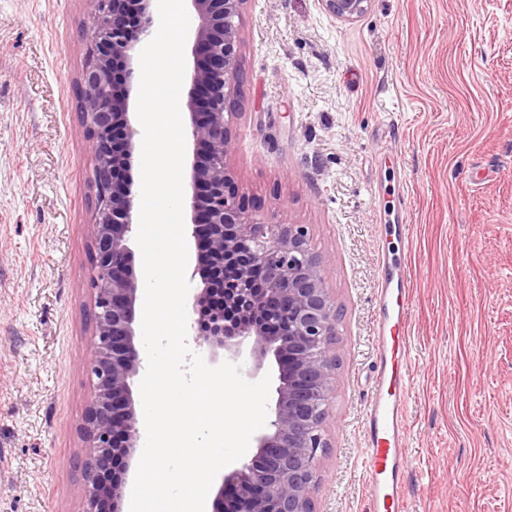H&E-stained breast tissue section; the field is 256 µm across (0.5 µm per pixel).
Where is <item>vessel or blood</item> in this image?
I'll return each instance as SVG.
<instances>
[{"label": "vessel or blood", "mask_w": 512, "mask_h": 512, "mask_svg": "<svg viewBox=\"0 0 512 512\" xmlns=\"http://www.w3.org/2000/svg\"><path fill=\"white\" fill-rule=\"evenodd\" d=\"M411 297L408 273L382 267L375 336L380 386L372 390L366 412L363 468L374 500L383 501L389 512H403L406 502L404 442L410 373L394 333L407 323Z\"/></svg>", "instance_id": "obj_1"}]
</instances>
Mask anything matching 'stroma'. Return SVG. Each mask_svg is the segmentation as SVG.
<instances>
[{
    "instance_id": "stroma-1",
    "label": "stroma",
    "mask_w": 512,
    "mask_h": 512,
    "mask_svg": "<svg viewBox=\"0 0 512 512\" xmlns=\"http://www.w3.org/2000/svg\"><path fill=\"white\" fill-rule=\"evenodd\" d=\"M86 0H0V512H82L94 397ZM236 186L339 312L316 512H369L381 259L413 282L406 512H512V0H247ZM324 9L334 17L343 20H352L359 17L366 10L365 3L369 0H321Z\"/></svg>"
}]
</instances>
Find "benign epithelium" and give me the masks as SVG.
<instances>
[{
    "label": "benign epithelium",
    "mask_w": 512,
    "mask_h": 512,
    "mask_svg": "<svg viewBox=\"0 0 512 512\" xmlns=\"http://www.w3.org/2000/svg\"><path fill=\"white\" fill-rule=\"evenodd\" d=\"M86 49L79 77L78 114L92 142L94 242L91 286L95 341L89 361L95 396L83 422V512L102 501L121 512L126 476L140 438L134 377L142 366L138 334V276L131 248L137 201L133 159L139 131L130 101L139 86V54L155 24L151 0H87ZM194 20L187 127L193 145L187 203L199 276L191 328L199 346L258 374L277 367L273 419L255 438L251 459L226 473L224 494L248 512H315L319 451L328 447L324 424L333 396L339 311L302 224H273L248 210L228 163L232 114L241 73L239 18L246 0H188ZM369 0H322L334 17L352 20ZM207 230L201 248L200 226Z\"/></svg>",
    "instance_id": "1"
}]
</instances>
